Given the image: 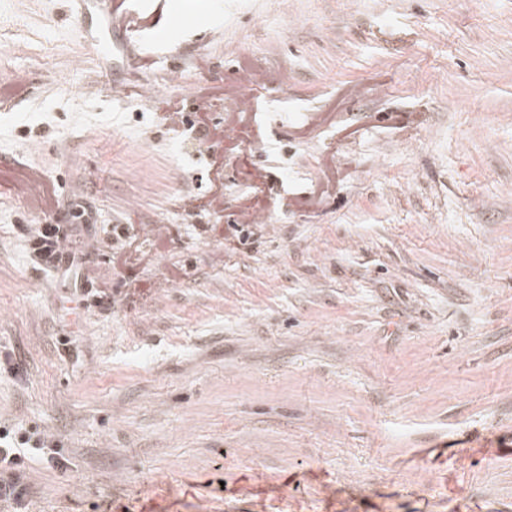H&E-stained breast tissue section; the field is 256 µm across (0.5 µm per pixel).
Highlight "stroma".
Instances as JSON below:
<instances>
[{"label": "stroma", "mask_w": 512, "mask_h": 512, "mask_svg": "<svg viewBox=\"0 0 512 512\" xmlns=\"http://www.w3.org/2000/svg\"><path fill=\"white\" fill-rule=\"evenodd\" d=\"M1 421L26 512H512V0H0ZM86 224H29L26 246L31 257L44 268L65 278L74 279L83 300L98 307H107L111 297L94 287L90 250L93 242L87 235ZM65 243V249L61 247ZM80 282V287L77 284Z\"/></svg>", "instance_id": "1"}]
</instances>
